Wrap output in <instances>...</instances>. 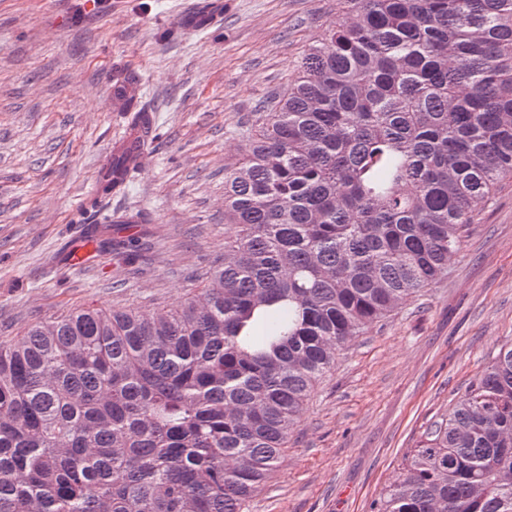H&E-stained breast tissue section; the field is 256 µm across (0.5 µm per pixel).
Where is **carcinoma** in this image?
Returning <instances> with one entry per match:
<instances>
[{
  "instance_id": "cac0c4a2",
  "label": "carcinoma",
  "mask_w": 512,
  "mask_h": 512,
  "mask_svg": "<svg viewBox=\"0 0 512 512\" xmlns=\"http://www.w3.org/2000/svg\"><path fill=\"white\" fill-rule=\"evenodd\" d=\"M241 129L238 237L172 309L75 308L0 342V512H244L340 352L448 274L512 179V0H344ZM135 138L156 116L125 95ZM139 168L112 155L97 224ZM372 512H512V342Z\"/></svg>"
}]
</instances>
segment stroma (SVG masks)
<instances>
[{
  "instance_id": "obj_1",
  "label": "stroma",
  "mask_w": 512,
  "mask_h": 512,
  "mask_svg": "<svg viewBox=\"0 0 512 512\" xmlns=\"http://www.w3.org/2000/svg\"><path fill=\"white\" fill-rule=\"evenodd\" d=\"M183 25L185 0H0V341L82 306L173 307L237 234L224 171L240 129L296 73L342 0H223ZM135 77L157 137L116 210L78 223L126 131ZM447 277L372 324L318 381L277 470L246 512H371L424 429L512 341V181L473 207ZM132 241L127 264L102 248ZM82 263L71 264L75 249Z\"/></svg>"
}]
</instances>
